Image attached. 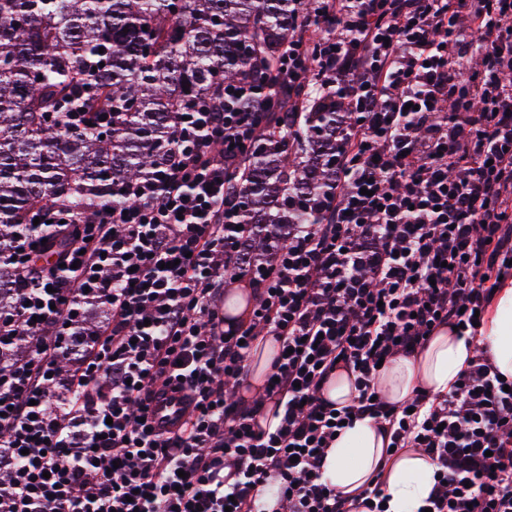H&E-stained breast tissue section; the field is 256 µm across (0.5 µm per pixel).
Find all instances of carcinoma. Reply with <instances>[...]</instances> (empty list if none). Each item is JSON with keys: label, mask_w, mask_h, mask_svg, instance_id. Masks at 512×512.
Listing matches in <instances>:
<instances>
[{"label": "carcinoma", "mask_w": 512, "mask_h": 512, "mask_svg": "<svg viewBox=\"0 0 512 512\" xmlns=\"http://www.w3.org/2000/svg\"><path fill=\"white\" fill-rule=\"evenodd\" d=\"M310 26L302 0H0V304L31 212L122 202L176 150L178 113L251 75L271 88L256 108L293 100L295 115L260 131L234 173L248 249L265 253L273 224L317 223L336 194V131L354 116L319 84L276 85L288 40Z\"/></svg>", "instance_id": "carcinoma-1"}]
</instances>
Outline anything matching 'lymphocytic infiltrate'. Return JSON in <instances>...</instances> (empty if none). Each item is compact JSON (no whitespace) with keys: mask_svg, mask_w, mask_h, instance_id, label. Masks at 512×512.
Segmentation results:
<instances>
[{"mask_svg":"<svg viewBox=\"0 0 512 512\" xmlns=\"http://www.w3.org/2000/svg\"><path fill=\"white\" fill-rule=\"evenodd\" d=\"M314 56L355 116L318 224L242 271L231 173L260 127L246 78L176 125L178 148L124 206L62 212L58 245L15 238L0 311V512H354L322 479L343 420L372 418L433 465L431 512H512V391L476 350L443 396L381 397L379 360L441 328L477 335L512 276V0H311ZM246 312L224 315L235 283ZM276 354L239 390L259 339ZM356 395L323 396L337 372ZM180 393L171 428L153 401ZM273 407L276 427L263 425Z\"/></svg>","mask_w":512,"mask_h":512,"instance_id":"obj_1","label":"lymphocytic infiltrate"}]
</instances>
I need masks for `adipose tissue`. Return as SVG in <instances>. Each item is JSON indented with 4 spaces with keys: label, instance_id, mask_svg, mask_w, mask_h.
I'll use <instances>...</instances> for the list:
<instances>
[{
    "label": "adipose tissue",
    "instance_id": "adipose-tissue-1",
    "mask_svg": "<svg viewBox=\"0 0 512 512\" xmlns=\"http://www.w3.org/2000/svg\"><path fill=\"white\" fill-rule=\"evenodd\" d=\"M499 375L512 380V281H506L492 301V314L479 333ZM475 345V346H478ZM474 345L441 329L412 357L393 359L380 373L378 386L389 402L400 404L416 390L445 394L467 368ZM387 436L371 419L355 421L328 448L323 478L345 496L361 493L374 476H381L389 495V512H415L432 487V467L418 449L407 448L385 459Z\"/></svg>",
    "mask_w": 512,
    "mask_h": 512
}]
</instances>
